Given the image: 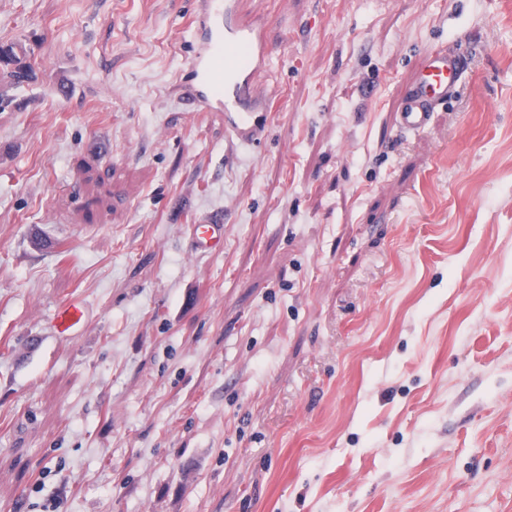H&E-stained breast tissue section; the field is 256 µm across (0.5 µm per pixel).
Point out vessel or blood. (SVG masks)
I'll return each mask as SVG.
<instances>
[{"label":"vessel or blood","mask_w":512,"mask_h":512,"mask_svg":"<svg viewBox=\"0 0 512 512\" xmlns=\"http://www.w3.org/2000/svg\"><path fill=\"white\" fill-rule=\"evenodd\" d=\"M242 0H199L197 19L203 36L184 73L189 98L205 110L224 114V127L243 148L256 146L268 124L262 80L273 50L260 23L247 18ZM460 69L446 50L433 49L398 115L402 133L418 134L452 96ZM83 312L75 302L57 307L54 330L60 336L77 335Z\"/></svg>","instance_id":"obj_1"}]
</instances>
